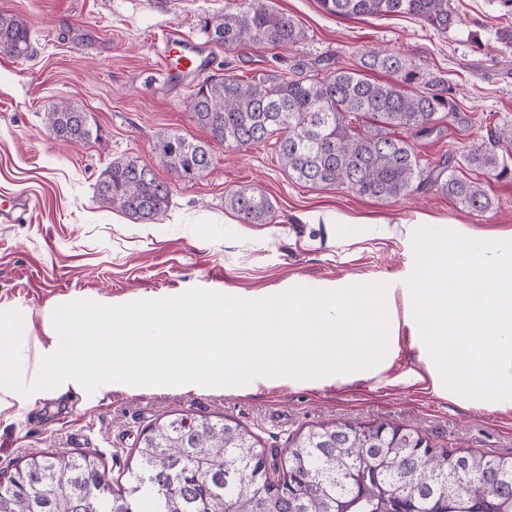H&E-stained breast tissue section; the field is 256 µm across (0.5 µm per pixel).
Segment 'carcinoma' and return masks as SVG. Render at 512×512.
Here are the masks:
<instances>
[{
  "mask_svg": "<svg viewBox=\"0 0 512 512\" xmlns=\"http://www.w3.org/2000/svg\"><path fill=\"white\" fill-rule=\"evenodd\" d=\"M337 17L406 13L446 30L455 24L448 0H319ZM204 31L228 49L298 43L302 29L266 0H244L238 10L204 20ZM0 48L29 55L27 24L0 15ZM416 78L396 52L366 51L359 69L338 68L324 77L244 81L232 74L196 85L189 108L215 141L245 149L277 136L282 164L299 181L342 184L354 193L388 201L430 186L469 212L491 209L479 184L454 171L426 176L408 138L443 119H457L453 89L442 80L421 92L374 81L366 72ZM362 126H353V121ZM50 138L87 142L91 116L60 100L46 113ZM153 151L171 175L191 181L213 160L207 145L177 132L153 137ZM463 161L496 178L512 176V124L475 139ZM100 203L144 221L166 216L171 183L134 158L115 160L99 177ZM225 204L246 224H265L274 205L261 191L243 188ZM425 442L418 431L393 422L353 432L334 421L316 423L293 439L281 460L254 461L260 441L222 416L174 413L154 423L135 448L138 470L128 491L104 497L109 482L89 455L33 451L23 466L0 478V512H512V456L467 451L406 452Z\"/></svg>",
  "mask_w": 512,
  "mask_h": 512,
  "instance_id": "carcinoma-1",
  "label": "carcinoma"
}]
</instances>
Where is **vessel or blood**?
I'll return each mask as SVG.
<instances>
[{
	"mask_svg": "<svg viewBox=\"0 0 512 512\" xmlns=\"http://www.w3.org/2000/svg\"><path fill=\"white\" fill-rule=\"evenodd\" d=\"M158 54L161 60L159 74L164 85L173 91L181 90L185 81L200 80L211 68L210 46L176 29L164 34L158 45Z\"/></svg>",
	"mask_w": 512,
	"mask_h": 512,
	"instance_id": "obj_1",
	"label": "vessel or blood"
}]
</instances>
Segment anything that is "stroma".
Returning a JSON list of instances; mask_svg holds the SVG:
<instances>
[{
    "label": "stroma",
    "instance_id": "1",
    "mask_svg": "<svg viewBox=\"0 0 512 512\" xmlns=\"http://www.w3.org/2000/svg\"><path fill=\"white\" fill-rule=\"evenodd\" d=\"M242 0H0V14L31 29L32 51L18 59L0 49V197L28 198L17 222H0V313L33 320L23 353L22 379L31 383L42 350L51 344L54 311L77 300L119 305L172 297L194 287L234 289L257 299L291 286L320 288L381 282L404 287L415 268L407 224L426 213L467 225L476 239L512 232V177L497 179L459 163L456 174L482 183L494 206L468 213L425 187L381 201L343 185H311L291 176L273 140L239 151L208 140L189 110L190 90L172 93L155 77V42L171 28L206 41L203 18ZM291 16L305 36L287 48L213 46L212 73L244 80L323 77L352 68L361 52L380 49L409 58L417 71L410 92L447 81L458 120L441 121L411 143L424 169L460 158L469 143L494 126L512 124V48L497 33L512 15L495 0H448L455 23L441 31L399 14L340 18L319 0H267ZM90 113L98 128L87 142L49 139L45 117L59 99ZM172 130L207 141L210 171L177 182L166 216L145 222L100 207L96 183L117 159L135 158L161 179L166 167L152 150L155 132ZM257 188L274 203L265 224L233 222L227 193ZM316 211L318 223L300 214ZM351 217L384 222L385 233L352 235ZM408 326L385 372L344 384L272 383L233 393L219 387L131 386L110 382L94 391L63 383L37 390L23 406L0 410V476L33 450L97 457L112 484H126L139 436L172 413L221 415L285 457L293 439L313 424L390 421L420 430L434 450L512 455V412L487 400L463 401L434 386L407 380L425 371Z\"/></svg>",
    "mask_w": 512,
    "mask_h": 512
}]
</instances>
